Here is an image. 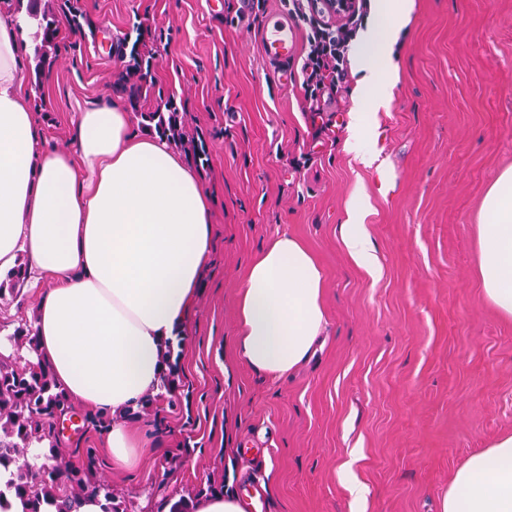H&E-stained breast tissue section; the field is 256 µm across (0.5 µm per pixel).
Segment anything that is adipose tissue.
I'll return each mask as SVG.
<instances>
[{"mask_svg":"<svg viewBox=\"0 0 512 512\" xmlns=\"http://www.w3.org/2000/svg\"><path fill=\"white\" fill-rule=\"evenodd\" d=\"M410 0H376L379 19L355 61L361 90ZM26 19L0 13V272L26 251L50 277L35 324L36 360L81 408L107 413L158 392L159 346L190 316L211 249V209L192 169L165 138L133 132L118 101L78 107L75 147L46 149L24 94ZM479 275L512 320V168L489 188L477 226ZM326 274L296 237L280 233L252 262L238 302L239 351L279 377L306 361L326 324ZM442 512H512V433L454 473Z\"/></svg>","mask_w":512,"mask_h":512,"instance_id":"ef3b65f1","label":"adipose tissue"}]
</instances>
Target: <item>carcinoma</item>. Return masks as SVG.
I'll list each match as a JSON object with an SVG mask.
<instances>
[{
    "instance_id": "obj_1",
    "label": "carcinoma",
    "mask_w": 512,
    "mask_h": 512,
    "mask_svg": "<svg viewBox=\"0 0 512 512\" xmlns=\"http://www.w3.org/2000/svg\"><path fill=\"white\" fill-rule=\"evenodd\" d=\"M38 19L36 35L44 44L56 35L51 23L38 18L36 8L29 10ZM10 352H0V471L13 470L12 479L0 488V500L11 494L22 503L21 512H45L43 505H55L56 512H75L79 498L87 493L103 497V512H124L109 484L91 480V468H75L58 462L52 466L40 458L55 456V448L35 452L42 441L44 425L57 412L67 409V399L56 390L49 369L38 363L16 366L23 345L35 347L32 330L18 327L0 338Z\"/></svg>"
}]
</instances>
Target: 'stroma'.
<instances>
[{
    "label": "stroma",
    "mask_w": 512,
    "mask_h": 512,
    "mask_svg": "<svg viewBox=\"0 0 512 512\" xmlns=\"http://www.w3.org/2000/svg\"><path fill=\"white\" fill-rule=\"evenodd\" d=\"M41 0L56 29L28 40L24 88L46 148L73 147L77 106L123 101L133 130L174 105L172 152L211 205L212 246L191 318L171 340L158 393L99 415L70 406L43 447L91 466L127 512L178 499L265 492L264 512H441L455 470L512 431V320L484 297L476 226L512 166V0H413L384 63L388 99L362 109L356 74L304 110L295 80L263 56L260 0ZM151 58L148 77L122 57ZM375 160L345 148L354 117ZM376 257L350 256L342 226L357 200ZM325 270L315 352L274 378L240 357L245 273L280 232ZM49 279L0 294V336L35 325ZM144 433L142 462L115 467L112 426ZM366 486L359 500L352 482Z\"/></svg>",
    "instance_id": "obj_1"
}]
</instances>
